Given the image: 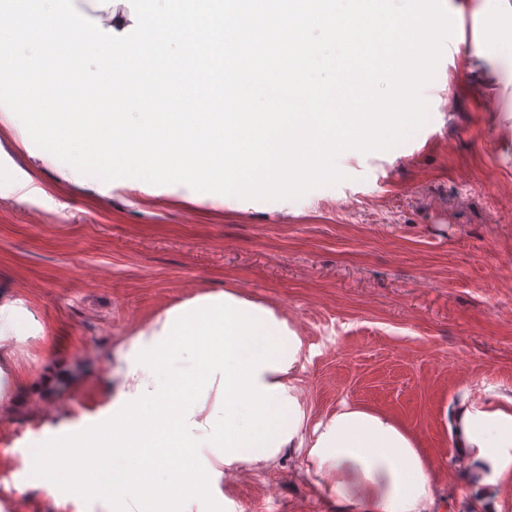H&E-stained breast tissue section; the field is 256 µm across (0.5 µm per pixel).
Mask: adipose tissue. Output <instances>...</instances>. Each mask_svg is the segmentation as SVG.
<instances>
[{"label": "adipose tissue", "instance_id": "obj_1", "mask_svg": "<svg viewBox=\"0 0 512 512\" xmlns=\"http://www.w3.org/2000/svg\"><path fill=\"white\" fill-rule=\"evenodd\" d=\"M167 0H97L95 13L74 0H45L53 33L88 55L91 84L110 83L116 57L157 41L181 53L187 28L165 22ZM126 369L112 403L113 458L133 463V448L153 442L148 465L163 473L166 499L183 507L220 495L226 470L302 454L307 475L347 512H435V479L414 437L389 415L344 402L309 424L293 376L304 341L287 320L232 291L202 294L165 311L122 354ZM462 479L481 503L512 477V397H466L449 419ZM96 437L74 434L66 450H47L39 467L53 492L66 481L65 455L94 462ZM189 452L191 465L172 459Z\"/></svg>", "mask_w": 512, "mask_h": 512}]
</instances>
